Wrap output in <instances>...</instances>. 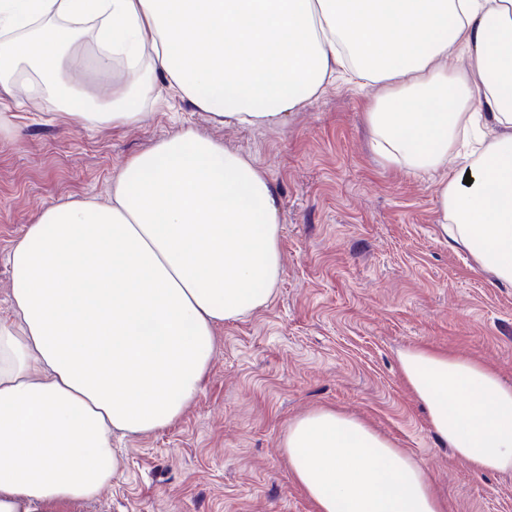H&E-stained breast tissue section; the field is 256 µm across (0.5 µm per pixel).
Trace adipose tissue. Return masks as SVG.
<instances>
[{
	"label": "adipose tissue",
	"mask_w": 512,
	"mask_h": 512,
	"mask_svg": "<svg viewBox=\"0 0 512 512\" xmlns=\"http://www.w3.org/2000/svg\"><path fill=\"white\" fill-rule=\"evenodd\" d=\"M89 42L104 100L60 80ZM24 68L90 126L139 122L167 90L214 123L272 127L337 74L378 85L374 154L438 174L442 233L512 285V0H0V129ZM280 234L267 173L190 127L134 155L107 201L45 208L7 254L0 512H75L120 474L113 435L173 424L216 327L271 300ZM399 362L457 458L512 470V385L473 358ZM282 446L316 512H446L424 467L356 418L313 410Z\"/></svg>",
	"instance_id": "ef3b65f1"
}]
</instances>
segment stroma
<instances>
[{
	"label": "stroma",
	"instance_id": "stroma-1",
	"mask_svg": "<svg viewBox=\"0 0 512 512\" xmlns=\"http://www.w3.org/2000/svg\"><path fill=\"white\" fill-rule=\"evenodd\" d=\"M375 87L339 82L285 124L224 127L174 98L138 124L66 119L50 90L19 86L0 134V313L6 255L42 209L107 200L127 160L183 127L249 154L281 206L283 272L270 302L215 331L208 376L169 427L123 441L122 472L81 512H315L281 441L331 407L389 438L428 472L447 512H512V472H473L435 436L400 352L474 357L512 382V286L438 230L436 176L383 166L363 112Z\"/></svg>",
	"mask_w": 512,
	"mask_h": 512
}]
</instances>
